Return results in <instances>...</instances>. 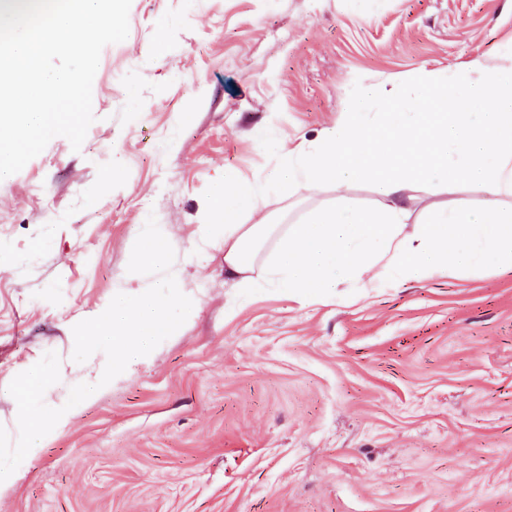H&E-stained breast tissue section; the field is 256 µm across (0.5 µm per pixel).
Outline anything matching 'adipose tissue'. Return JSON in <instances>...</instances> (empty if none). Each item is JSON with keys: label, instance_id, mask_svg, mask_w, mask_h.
I'll return each instance as SVG.
<instances>
[{"label": "adipose tissue", "instance_id": "adipose-tissue-1", "mask_svg": "<svg viewBox=\"0 0 512 512\" xmlns=\"http://www.w3.org/2000/svg\"><path fill=\"white\" fill-rule=\"evenodd\" d=\"M392 95L395 105L371 116L368 89L356 88L336 123L285 149L276 170L248 185H217L209 210L224 224V274L242 293L254 288L251 272L272 238L267 283L301 297H333L353 282L373 287L369 273L378 266L395 281L512 267V206L501 204L512 197V45L489 63L422 72L413 89L397 86ZM297 183L332 187L335 205L284 230L266 223L270 195ZM426 183L453 202H428V222L410 223L412 192ZM465 183L484 201L460 196ZM359 184L380 196L378 206L349 204Z\"/></svg>", "mask_w": 512, "mask_h": 512}]
</instances>
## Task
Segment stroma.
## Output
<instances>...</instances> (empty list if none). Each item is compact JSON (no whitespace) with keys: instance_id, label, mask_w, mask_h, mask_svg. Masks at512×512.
<instances>
[{"instance_id":"1","label":"stroma","mask_w":512,"mask_h":512,"mask_svg":"<svg viewBox=\"0 0 512 512\" xmlns=\"http://www.w3.org/2000/svg\"><path fill=\"white\" fill-rule=\"evenodd\" d=\"M511 42L512 0H132L80 151L54 137L0 184V427L17 440L7 387L45 353L48 406L96 376L106 356L75 362L73 328L155 283L128 270L148 217L192 311L24 458L0 512H512V269L242 303L207 209L355 86L374 112ZM335 201L296 187L267 213Z\"/></svg>"}]
</instances>
